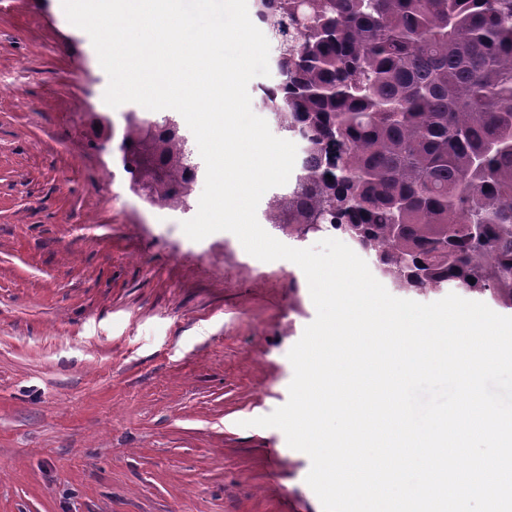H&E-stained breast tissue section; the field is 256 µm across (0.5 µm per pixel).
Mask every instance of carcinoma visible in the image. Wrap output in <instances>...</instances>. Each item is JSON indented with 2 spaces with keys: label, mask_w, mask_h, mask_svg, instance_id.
<instances>
[{
  "label": "carcinoma",
  "mask_w": 512,
  "mask_h": 512,
  "mask_svg": "<svg viewBox=\"0 0 512 512\" xmlns=\"http://www.w3.org/2000/svg\"><path fill=\"white\" fill-rule=\"evenodd\" d=\"M283 89L262 95L300 172L265 221L333 227L398 290L512 309V0H259ZM122 161L147 200L194 182L179 129L124 117Z\"/></svg>",
  "instance_id": "cac0c4a2"
}]
</instances>
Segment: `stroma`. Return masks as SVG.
Masks as SVG:
<instances>
[{"instance_id":"1","label":"stroma","mask_w":512,"mask_h":512,"mask_svg":"<svg viewBox=\"0 0 512 512\" xmlns=\"http://www.w3.org/2000/svg\"><path fill=\"white\" fill-rule=\"evenodd\" d=\"M0 512H323L284 405L306 277L158 221L54 0H0ZM91 229H84L86 218Z\"/></svg>"}]
</instances>
